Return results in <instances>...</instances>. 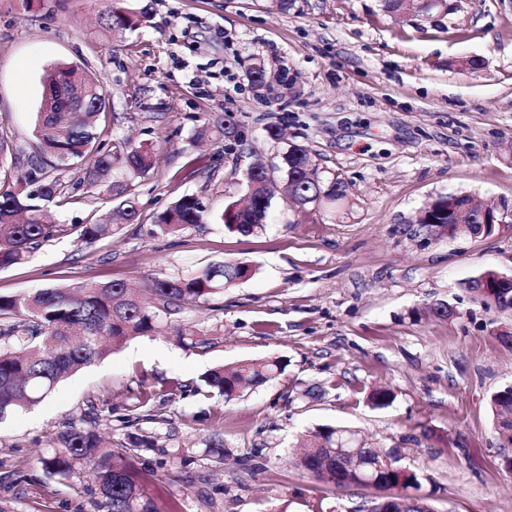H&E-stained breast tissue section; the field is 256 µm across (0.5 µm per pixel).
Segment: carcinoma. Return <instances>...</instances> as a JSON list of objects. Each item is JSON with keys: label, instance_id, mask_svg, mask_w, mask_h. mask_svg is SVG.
<instances>
[{"label": "carcinoma", "instance_id": "obj_1", "mask_svg": "<svg viewBox=\"0 0 512 512\" xmlns=\"http://www.w3.org/2000/svg\"><path fill=\"white\" fill-rule=\"evenodd\" d=\"M383 8L393 15L424 10L408 0H383ZM149 21L150 14L145 8L136 14L113 9L103 18V26L107 31L125 30ZM60 83L81 88L93 111L81 117L64 111L57 96ZM106 110L103 89L82 66L71 63L52 69L37 112L38 145L33 155L38 163L25 167L18 189L0 192V269L25 262L32 250L70 229H77L79 237L92 245L112 238L123 225L140 221L135 194L127 183L109 184L110 191L123 196V200L112 209L106 222L66 226L43 220V206L61 195L58 172L76 163L84 165V178L91 185L112 179V171L118 166L134 174H144L153 167L154 156L141 145L125 141L122 151L114 153L98 142L93 117ZM284 165L288 196L296 205L348 203L347 185L338 178L323 180L306 149H291L284 157ZM268 177L269 173L261 170L247 178L253 189L250 209L243 211L235 202L225 205L220 219L228 232L248 236L263 226L270 205ZM469 201L470 197L463 194L442 196L422 210L415 223L403 225L399 232L417 239L441 232L452 234L458 225L448 223V215L464 209ZM206 212L200 199L182 196L154 217L153 223L164 235L176 234L190 225L203 223ZM252 274L250 265L226 261L191 277L153 279L148 291L158 310L175 311L189 298L216 293ZM483 283L494 285L489 292L478 294L484 305L500 308L512 300V279L487 269L470 280L466 288L475 292ZM154 317L155 313L140 297L118 280L86 281L69 288L47 287L19 295L0 294V420L42 402L72 373L105 358L128 339L151 331ZM177 335L201 350L215 345L214 338L190 327L178 329ZM281 371L282 362L276 357L261 363L222 365L207 373L205 387L196 386L193 393L200 394L208 387L230 399L240 388L261 386ZM185 388L187 385L175 381L160 392L141 388L138 407L146 409L148 414L138 415L133 421L158 420L154 414L156 404L164 403L166 395ZM490 406L500 446L511 448L512 385L492 393ZM357 438L358 433L347 427H319L300 449L296 464L330 488H368L373 483L394 488L392 498L397 504L378 496L370 506L351 512H435L413 495L420 486L419 475L406 466L399 472L377 471L363 464L351 469H338L334 464L324 466L320 449L351 448ZM42 462L48 476L64 485L70 484L80 470L93 471L99 512H162L145 491L139 470L126 456L104 446L103 440L92 431L71 427L53 442Z\"/></svg>", "mask_w": 512, "mask_h": 512}]
</instances>
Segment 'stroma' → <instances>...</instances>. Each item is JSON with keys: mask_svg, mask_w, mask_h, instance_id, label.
<instances>
[{"mask_svg": "<svg viewBox=\"0 0 512 512\" xmlns=\"http://www.w3.org/2000/svg\"><path fill=\"white\" fill-rule=\"evenodd\" d=\"M448 13L396 17L382 0H0V191L16 187L36 145L44 80L56 64L86 65L106 94L97 132L106 146L152 149L131 176L141 221L82 243L74 224L104 218L106 186L80 167L60 172L62 203L47 206L65 233L0 270V294L85 280L195 275L227 260L254 275L158 315L156 328L61 382L50 397L0 421V512H96L91 472L67 487L41 458L71 425L124 452L129 434H160V456L132 462L166 512H347L370 489H332L298 470L292 450L308 431L345 425L377 448H397L420 474L435 512H512V474L492 428L489 397L512 384V310L486 307L465 287L484 269L512 274V220L492 235H458L420 248L402 225L439 196L512 204V0H448ZM149 9L135 30H104L109 8ZM482 59V69L462 59ZM262 64L264 84L250 69ZM224 120L231 138L197 134ZM324 178H340L349 210L298 208L284 193L291 147ZM271 167L269 219L249 236L220 215L243 199L246 174ZM203 201V223L176 236L153 216L172 201ZM452 316H427L435 303ZM217 340L180 344L177 329ZM282 359L266 384L227 401L178 393L158 424L124 423L140 387L195 385L219 364ZM385 386L391 405L367 396ZM94 416H86L88 405ZM224 442L225 465L204 449Z\"/></svg>", "mask_w": 512, "mask_h": 512, "instance_id": "obj_1", "label": "stroma"}]
</instances>
